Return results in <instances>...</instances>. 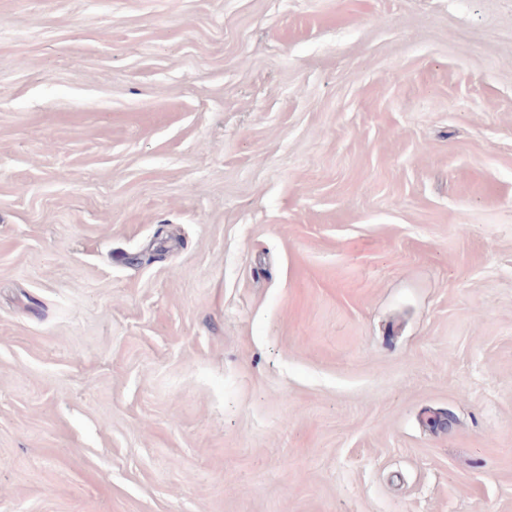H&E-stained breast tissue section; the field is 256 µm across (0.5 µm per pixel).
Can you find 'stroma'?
Here are the masks:
<instances>
[{
	"label": "stroma",
	"mask_w": 512,
	"mask_h": 512,
	"mask_svg": "<svg viewBox=\"0 0 512 512\" xmlns=\"http://www.w3.org/2000/svg\"><path fill=\"white\" fill-rule=\"evenodd\" d=\"M0 512H512V0H0Z\"/></svg>",
	"instance_id": "35a3bbf8"
}]
</instances>
